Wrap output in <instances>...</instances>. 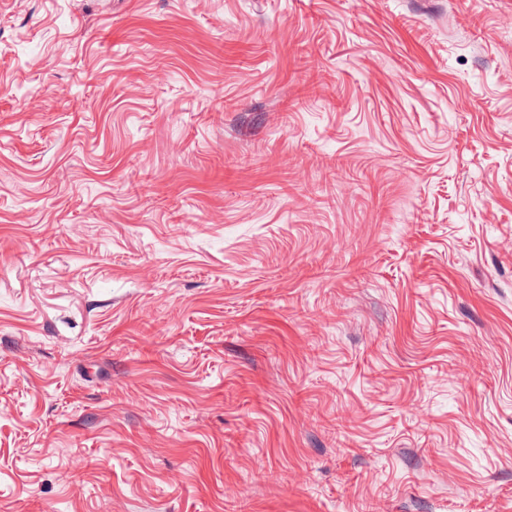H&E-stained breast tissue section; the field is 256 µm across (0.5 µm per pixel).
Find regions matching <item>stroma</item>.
Masks as SVG:
<instances>
[{
    "label": "stroma",
    "mask_w": 512,
    "mask_h": 512,
    "mask_svg": "<svg viewBox=\"0 0 512 512\" xmlns=\"http://www.w3.org/2000/svg\"><path fill=\"white\" fill-rule=\"evenodd\" d=\"M0 512H512V0H0Z\"/></svg>",
    "instance_id": "stroma-1"
}]
</instances>
